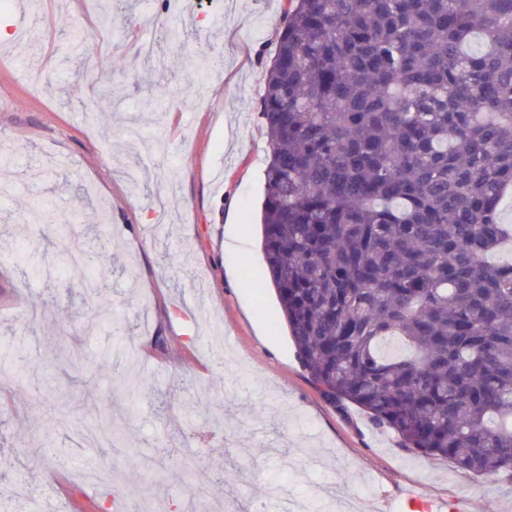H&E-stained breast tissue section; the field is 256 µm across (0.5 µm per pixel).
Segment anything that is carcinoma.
Returning <instances> with one entry per match:
<instances>
[{
	"instance_id": "cac0c4a2",
	"label": "carcinoma",
	"mask_w": 512,
	"mask_h": 512,
	"mask_svg": "<svg viewBox=\"0 0 512 512\" xmlns=\"http://www.w3.org/2000/svg\"><path fill=\"white\" fill-rule=\"evenodd\" d=\"M259 118L249 285L313 383L411 453L512 479V261L487 260L512 239V0H289Z\"/></svg>"
}]
</instances>
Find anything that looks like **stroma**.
Returning a JSON list of instances; mask_svg holds the SVG:
<instances>
[{
    "label": "stroma",
    "mask_w": 512,
    "mask_h": 512,
    "mask_svg": "<svg viewBox=\"0 0 512 512\" xmlns=\"http://www.w3.org/2000/svg\"><path fill=\"white\" fill-rule=\"evenodd\" d=\"M27 48L0 47V505L8 512H126L132 495L188 512L211 487L265 512L304 498L376 512L407 493L463 512H512V480L474 477L398 446L354 405L323 397L301 366L260 250L269 147L258 117L283 0H24ZM165 23L189 34L166 64L142 52ZM221 53L194 76L189 51ZM112 82L111 111L81 105ZM49 222L29 235L34 203ZM108 256L99 294L60 263L55 224ZM36 320H28V313ZM141 381L116 384L126 353ZM211 390L198 400L195 383ZM116 419L117 445L87 437ZM35 488L14 498L16 480Z\"/></svg>",
    "instance_id": "35a3bbf8"
}]
</instances>
